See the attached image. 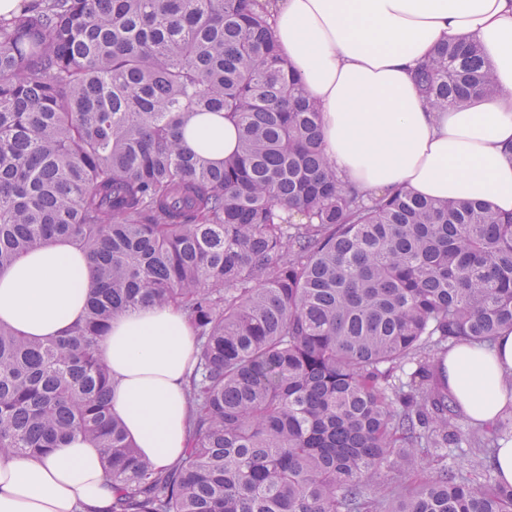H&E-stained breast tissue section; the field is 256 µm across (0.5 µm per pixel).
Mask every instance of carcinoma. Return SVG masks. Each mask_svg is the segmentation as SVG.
I'll return each instance as SVG.
<instances>
[{"mask_svg":"<svg viewBox=\"0 0 512 512\" xmlns=\"http://www.w3.org/2000/svg\"><path fill=\"white\" fill-rule=\"evenodd\" d=\"M436 111L496 90L475 41L414 70ZM220 113L238 151L191 150ZM52 238L93 266L84 319L31 341L0 323V456L81 435L112 512H512L437 373L448 344L512 332V214L404 191L366 198L320 142L318 105L259 0H43L0 18V271ZM176 305L198 362L190 448L159 469L110 412L112 319ZM183 140L195 151H204L216 161L236 152L238 132L235 124L214 114L199 115L188 125Z\"/></svg>","mask_w":512,"mask_h":512,"instance_id":"obj_1","label":"carcinoma"}]
</instances>
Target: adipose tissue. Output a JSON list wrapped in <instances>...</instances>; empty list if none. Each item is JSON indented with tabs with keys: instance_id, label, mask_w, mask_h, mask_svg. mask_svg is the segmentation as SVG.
Returning a JSON list of instances; mask_svg holds the SVG:
<instances>
[{
	"instance_id": "1",
	"label": "adipose tissue",
	"mask_w": 512,
	"mask_h": 512,
	"mask_svg": "<svg viewBox=\"0 0 512 512\" xmlns=\"http://www.w3.org/2000/svg\"><path fill=\"white\" fill-rule=\"evenodd\" d=\"M280 56L321 111L324 152L369 194L403 189L512 212V0H268ZM452 38L479 41L497 92L431 111L412 71ZM183 140L216 161L236 152L235 124L194 118ZM92 274L83 251L56 239L0 272V322L32 340L63 335L85 314ZM195 329L175 306L119 317L97 346L112 374L111 409L155 467L188 448L185 383ZM461 414L492 423L512 409V332L492 347L461 342L443 360ZM112 479L82 437L41 457H0V512H111Z\"/></svg>"
}]
</instances>
